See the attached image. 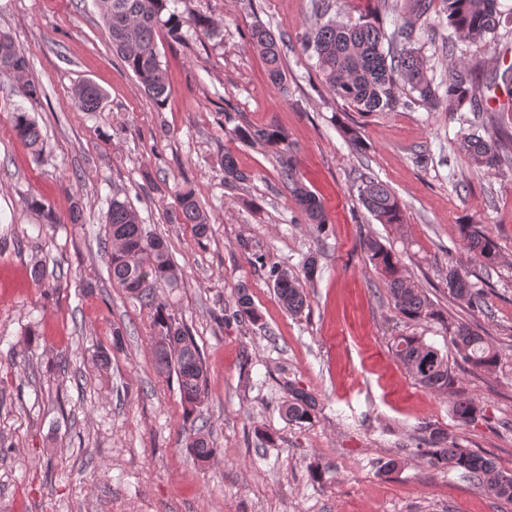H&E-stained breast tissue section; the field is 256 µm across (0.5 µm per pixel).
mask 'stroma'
Returning a JSON list of instances; mask_svg holds the SVG:
<instances>
[{"label": "stroma", "mask_w": 512, "mask_h": 512, "mask_svg": "<svg viewBox=\"0 0 512 512\" xmlns=\"http://www.w3.org/2000/svg\"><path fill=\"white\" fill-rule=\"evenodd\" d=\"M209 32L158 28L170 94L156 105L139 87L93 0H0V31L29 61L46 96L33 115L44 139L34 154L13 131L22 104L0 81V512H512L463 472L428 464L425 427L494 459L512 473V163L478 169L460 149L472 126L512 125V112H451L414 103L360 112L323 85L298 39L320 16L312 0H177ZM287 38L286 90L273 87L249 32ZM483 78L499 100L512 64V24L484 53ZM106 93L95 112L73 97L82 82ZM274 125L288 138L298 179L324 203V229L307 224L281 177L273 148L241 142L236 126ZM355 128L354 150L343 134ZM232 154L249 181L224 182ZM404 207L400 225L377 223L358 199L362 175ZM191 184L210 219L208 239L172 224L176 185ZM132 200L163 236L180 269L177 287L155 290L189 328L208 367L197 409L218 449L195 460L176 377L154 363L153 312L113 285L99 241L114 193ZM43 200L58 217L28 207ZM85 221L68 223L74 200ZM476 224L500 258L485 270L459 228ZM373 236L445 321H411L360 247ZM262 264H255V256ZM308 306L291 315L269 278L301 275ZM42 264L47 285L30 270ZM488 278L487 308L449 297V265ZM246 284L262 324L219 322ZM470 323L500 354L490 370L457 355L453 321ZM124 348H112V329ZM411 334L448 358L451 391L420 386L394 356ZM109 350L108 364L95 361ZM317 399L312 422L288 421L286 382ZM481 413L455 421V393ZM394 469H385L387 461Z\"/></svg>", "instance_id": "obj_1"}]
</instances>
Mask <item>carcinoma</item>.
I'll return each instance as SVG.
<instances>
[{
    "label": "carcinoma",
    "instance_id": "1",
    "mask_svg": "<svg viewBox=\"0 0 512 512\" xmlns=\"http://www.w3.org/2000/svg\"><path fill=\"white\" fill-rule=\"evenodd\" d=\"M171 0H95L107 26L112 48L119 52L126 67L133 73L143 90L157 104L168 97L169 85L162 68L155 42L156 28L168 27L179 35L186 20L169 8ZM395 14V26L388 33L375 23L330 15V0H316L315 10L325 17L313 30L300 37L305 52L316 57V67L326 87L359 112L392 110L399 104V90L407 87L417 94V100L431 108L441 105L452 111L469 106L472 112H481L482 88L480 84L481 61L460 62L448 72L445 90L428 75L426 61L415 48L417 23L428 16L430 0H380ZM441 16L445 17L451 33L448 34V51L459 50V44L483 45L494 49L496 32L502 23L498 0H441ZM252 47L264 58L270 83L286 89V74L282 68V54L287 47L284 39L276 38L263 26L252 27L249 34ZM28 63L9 35L0 33V79L16 83L20 96L36 103L44 91L40 84L26 78ZM105 99L104 92L92 84H81L74 90L76 104L85 112L96 111ZM14 130L19 138L41 154L43 139L40 128L29 111L19 106L13 113ZM236 131L244 141L263 142L288 154L286 137L277 127L270 125L256 128L238 126ZM461 150L477 167L493 168L504 161V149H512V132L506 126L494 128L488 137L472 135L464 138ZM221 163L224 181L231 185L242 184L248 175L240 171L234 157L226 153ZM282 176L296 203L309 223L320 229L327 223L324 207L316 196L295 177L291 160H281ZM361 203L380 224L404 223L403 205L387 185L373 178L365 179L358 186ZM168 223L190 224L199 239L208 237L210 222L207 213L187 184L175 191V205L168 212ZM108 235L103 247L110 251V279L123 288L141 305L155 310L154 359L162 372H173L177 377L181 401L187 420L201 402L207 382V365L188 328L176 315L155 302L154 288L165 284L174 286L181 278L178 267L169 257L163 238L141 224L139 214L128 197L112 196L107 213ZM460 233L467 251L489 270L499 259L494 240L474 224L460 225ZM362 248L376 269L385 277L386 286L399 311L408 319L418 321L438 318L424 292L402 273L399 260L378 239L367 237ZM317 273L314 258L303 265L304 278L286 271L273 269L270 278L274 290L289 313L300 314L307 306V295L302 280L311 281ZM151 282V288L140 289L142 279ZM448 294L466 301L473 308L485 306V290L469 280L468 274L457 265L448 266L446 275ZM226 319L241 324L257 325L260 314L254 306L249 289L237 288L231 312ZM450 340L457 353L475 368L491 369L497 366L500 354L467 322L448 326ZM393 350L414 380L426 389L446 391L454 379L447 358L421 337L398 336ZM288 403L284 414L289 421L310 423L315 418L317 403L308 391L286 382ZM451 412L458 421L469 423L480 413L476 402L462 394L456 396ZM448 437L432 429L424 442V453L429 463L438 468L461 470L489 496L512 501V473L504 472L492 459L465 448L447 444ZM190 448L197 461L208 463L217 453L209 434L199 428L194 433Z\"/></svg>",
    "mask_w": 512,
    "mask_h": 512
}]
</instances>
